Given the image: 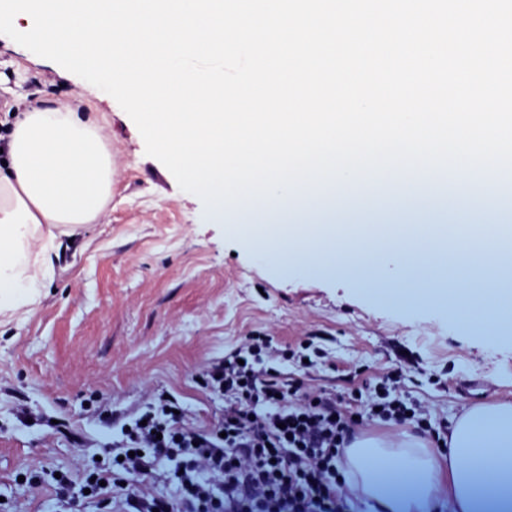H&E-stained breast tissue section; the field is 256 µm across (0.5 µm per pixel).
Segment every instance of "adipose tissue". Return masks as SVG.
Instances as JSON below:
<instances>
[{
	"label": "adipose tissue",
	"instance_id": "ef3b65f1",
	"mask_svg": "<svg viewBox=\"0 0 512 512\" xmlns=\"http://www.w3.org/2000/svg\"><path fill=\"white\" fill-rule=\"evenodd\" d=\"M112 187V151L77 108L24 107L0 158V317L21 315L50 275L55 228L96 223ZM374 439L356 441L345 466L380 512H431L440 475L455 512H512V405L459 420L448 454L406 449L404 462Z\"/></svg>",
	"mask_w": 512,
	"mask_h": 512
}]
</instances>
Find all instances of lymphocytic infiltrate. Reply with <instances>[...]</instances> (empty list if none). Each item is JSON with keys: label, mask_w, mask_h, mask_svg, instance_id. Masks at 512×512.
I'll use <instances>...</instances> for the list:
<instances>
[{"label": "lymphocytic infiltrate", "mask_w": 512, "mask_h": 512, "mask_svg": "<svg viewBox=\"0 0 512 512\" xmlns=\"http://www.w3.org/2000/svg\"><path fill=\"white\" fill-rule=\"evenodd\" d=\"M327 358L316 336L292 348L268 333L244 337L203 368L208 390L224 400L209 429L185 426L171 395L149 390L105 461L79 478L61 470L59 512H72L75 484L99 512H349L355 491L345 452L370 424L411 428L447 447V424L406 395L402 368L377 378L368 396L300 380ZM286 363L295 375L282 373ZM168 463L176 468L173 499L155 489L169 477Z\"/></svg>", "instance_id": "1"}]
</instances>
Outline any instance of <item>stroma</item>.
Masks as SVG:
<instances>
[{"label":"stroma","mask_w":512,"mask_h":512,"mask_svg":"<svg viewBox=\"0 0 512 512\" xmlns=\"http://www.w3.org/2000/svg\"><path fill=\"white\" fill-rule=\"evenodd\" d=\"M37 106H80L112 150V196L104 217L74 232L55 230L53 275L22 318L0 325V512L25 499L35 476L45 493L29 512H54L52 472L92 464L113 426L135 412L145 391L166 389L193 426L224 412L200 377L208 359L245 336L269 333L284 345L323 338L331 351L322 382L366 386L412 353L406 386L434 417L454 423L473 408L512 404V299L481 290L484 254L434 253L436 238L478 240L483 230L456 214L437 221L354 189L337 201L357 207L371 231L348 273L310 268L276 228L240 235L234 211L215 219L182 191L118 103L57 63L0 34V129L18 99ZM402 245L405 286L361 287L356 278L385 246ZM481 376L486 389L470 397ZM56 420V431L41 418Z\"/></svg>","instance_id":"1"}]
</instances>
